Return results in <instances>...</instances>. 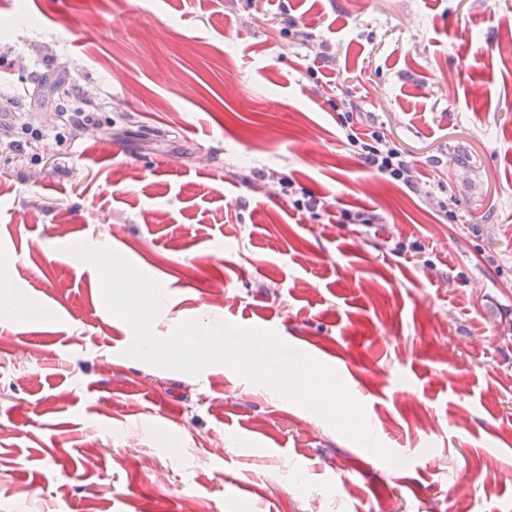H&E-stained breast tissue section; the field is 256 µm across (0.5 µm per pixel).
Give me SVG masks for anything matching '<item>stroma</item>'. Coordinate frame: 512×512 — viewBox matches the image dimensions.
I'll return each instance as SVG.
<instances>
[{"instance_id": "stroma-1", "label": "stroma", "mask_w": 512, "mask_h": 512, "mask_svg": "<svg viewBox=\"0 0 512 512\" xmlns=\"http://www.w3.org/2000/svg\"><path fill=\"white\" fill-rule=\"evenodd\" d=\"M0 110V280L49 313L0 303V512H512V0H0ZM345 111L429 193L364 168ZM80 245L162 285L158 335L205 314L335 370L399 464L127 356Z\"/></svg>"}]
</instances>
